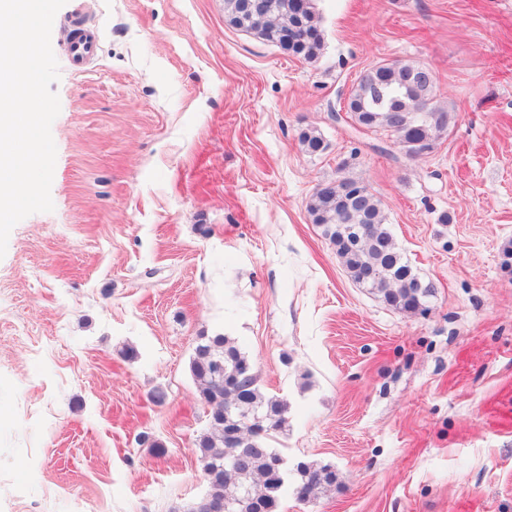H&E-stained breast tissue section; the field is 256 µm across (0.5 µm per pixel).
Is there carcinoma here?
Wrapping results in <instances>:
<instances>
[{
    "label": "carcinoma",
    "mask_w": 512,
    "mask_h": 512,
    "mask_svg": "<svg viewBox=\"0 0 512 512\" xmlns=\"http://www.w3.org/2000/svg\"><path fill=\"white\" fill-rule=\"evenodd\" d=\"M246 0H224V18L232 27L252 33L268 42L274 33L288 31L280 48L304 59H313L323 47L320 18L314 0H259L261 5L248 10ZM435 78L423 64L400 60L379 62L362 73L351 88L343 110L352 125L361 131L381 130L399 146L406 156H413L414 144L435 146L448 136L451 112L433 106L428 112L420 106L433 100ZM312 222L321 226L323 235L336 248L351 278L380 294L392 307L404 312L424 310L432 288H411L417 278L401 252L386 222L379 201L361 182L344 177L336 180L329 192H314L307 205ZM353 224L369 226V239L351 250L345 229ZM230 361L236 386L245 399V409L267 412V420L255 430L247 431L251 444L238 458V469L224 474V479L208 484L206 497L222 501L238 497L260 504L267 512H278L281 500L288 494L290 482L314 498L325 487L336 483L335 473L321 482H312L313 468L304 463L285 475L266 469V461L281 453L268 444L286 423L288 404L265 394L248 356L229 337L203 336L195 348L191 372L200 400L209 402L210 414L224 408L221 401L212 402V370L216 362ZM199 461H222L229 447L224 425L209 422L208 429L197 440Z\"/></svg>",
    "instance_id": "carcinoma-1"
}]
</instances>
